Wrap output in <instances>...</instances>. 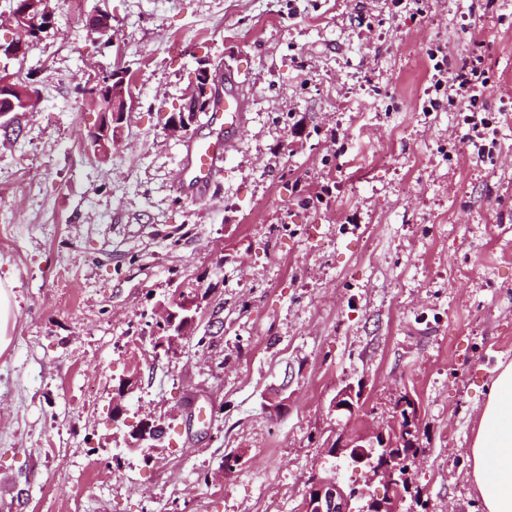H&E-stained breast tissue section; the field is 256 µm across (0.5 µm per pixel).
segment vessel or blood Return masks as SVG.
<instances>
[{
  "mask_svg": "<svg viewBox=\"0 0 512 512\" xmlns=\"http://www.w3.org/2000/svg\"><path fill=\"white\" fill-rule=\"evenodd\" d=\"M216 77L224 90L213 104L209 121L218 127L219 133L212 139L191 140L184 157L185 181L200 192L209 187L225 161L236 151L238 132L246 120L247 101L240 94L243 85L240 72L232 66L221 65L216 69Z\"/></svg>",
  "mask_w": 512,
  "mask_h": 512,
  "instance_id": "b4317fda",
  "label": "vessel or blood"
}]
</instances>
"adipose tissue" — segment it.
I'll use <instances>...</instances> for the list:
<instances>
[{"label":"adipose tissue","mask_w":512,"mask_h":512,"mask_svg":"<svg viewBox=\"0 0 512 512\" xmlns=\"http://www.w3.org/2000/svg\"><path fill=\"white\" fill-rule=\"evenodd\" d=\"M471 455L470 479L484 512H512V362L496 369Z\"/></svg>","instance_id":"1"}]
</instances>
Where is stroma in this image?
Segmentation results:
<instances>
[{"label": "stroma", "instance_id": "stroma-1", "mask_svg": "<svg viewBox=\"0 0 512 512\" xmlns=\"http://www.w3.org/2000/svg\"><path fill=\"white\" fill-rule=\"evenodd\" d=\"M47 8L51 28L7 63L40 104L0 127V281L19 302L0 354V512H300L314 473L363 485L326 450L348 384L375 426L404 393L419 403L402 512H483L472 439L512 361V0ZM439 49L452 65L484 56L492 141L435 91ZM201 64L240 69L248 108L237 151L193 199L185 146L212 128L203 112L179 137L164 122ZM116 69L129 109L96 153L83 89ZM202 282L190 339L156 353V306ZM150 416L165 438L127 447L125 421Z\"/></svg>", "mask_w": 512, "mask_h": 512}]
</instances>
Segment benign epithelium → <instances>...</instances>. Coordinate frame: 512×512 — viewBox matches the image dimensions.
Segmentation results:
<instances>
[{"instance_id": "1", "label": "benign epithelium", "mask_w": 512, "mask_h": 512, "mask_svg": "<svg viewBox=\"0 0 512 512\" xmlns=\"http://www.w3.org/2000/svg\"><path fill=\"white\" fill-rule=\"evenodd\" d=\"M7 92L13 94L9 105L0 110L7 115L16 110L28 112L35 109L39 94L30 87L7 85ZM216 87L211 83L210 72L205 67L198 68L194 81L185 94L184 103L178 111L168 114L165 126L172 136H179L194 122L199 112L208 109L211 95ZM87 96L93 103L106 96L112 99V111L115 117L123 119L127 112L128 92L123 72L112 74V79L100 82L89 88ZM198 302L187 301L181 305L160 303L155 310L156 321L167 331V335L157 337L156 344L167 354H176L182 348V342L188 339L184 326L196 319ZM332 410L353 421L363 411L362 393L354 386L340 388L331 403ZM165 429L160 419L142 418L129 424L126 441L131 448H152L156 435ZM420 429L419 405L410 394H403L395 405L392 419L379 426H369L361 431L352 432L349 428L336 431L327 443L336 458L344 461L353 470L363 476V488L346 490L334 475L314 474L309 479V489L302 503V512H400L404 498L402 485L406 482L408 457L399 446L403 437L416 433ZM384 487V494L372 491L375 484ZM365 501L360 509L353 507L355 500Z\"/></svg>"}]
</instances>
